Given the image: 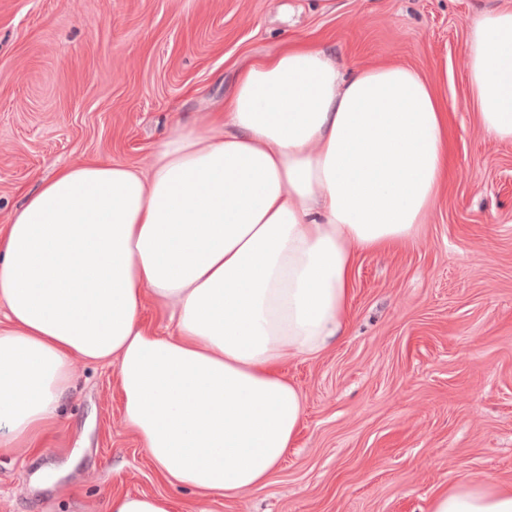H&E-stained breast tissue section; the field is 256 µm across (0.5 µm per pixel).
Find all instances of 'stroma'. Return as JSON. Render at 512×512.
Masks as SVG:
<instances>
[{"label":"stroma","instance_id":"stroma-1","mask_svg":"<svg viewBox=\"0 0 512 512\" xmlns=\"http://www.w3.org/2000/svg\"><path fill=\"white\" fill-rule=\"evenodd\" d=\"M512 0H0V226L59 167L142 169L179 123L221 111L240 69L288 44L342 70L399 64L448 106L450 171L417 240L361 254L345 333L286 358L293 448L243 500L162 484L125 425L117 368L78 364L40 456H0V512H430L462 478L512 485V142L482 129L468 24ZM108 512H170L167 497L156 494H115L108 504Z\"/></svg>","mask_w":512,"mask_h":512}]
</instances>
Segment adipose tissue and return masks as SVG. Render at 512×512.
<instances>
[{
  "label": "adipose tissue",
  "mask_w": 512,
  "mask_h": 512,
  "mask_svg": "<svg viewBox=\"0 0 512 512\" xmlns=\"http://www.w3.org/2000/svg\"><path fill=\"white\" fill-rule=\"evenodd\" d=\"M465 50L478 120L511 142L512 9L472 20ZM151 158L62 167L0 229V456L39 454L76 364L113 363L159 479L237 500L301 424L280 363L343 336L357 256L416 240L435 209L448 108L413 68L346 75L291 45ZM148 301L173 335L144 322ZM431 512H512V486L461 480Z\"/></svg>",
  "instance_id": "ef3b65f1"
}]
</instances>
